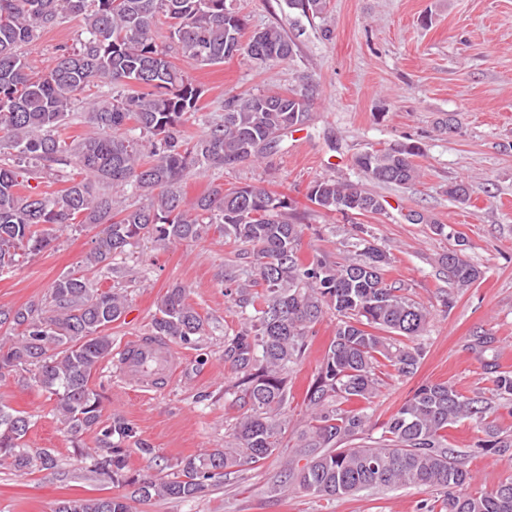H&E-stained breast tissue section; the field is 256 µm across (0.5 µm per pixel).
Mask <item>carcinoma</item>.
<instances>
[{"label":"carcinoma","mask_w":512,"mask_h":512,"mask_svg":"<svg viewBox=\"0 0 512 512\" xmlns=\"http://www.w3.org/2000/svg\"><path fill=\"white\" fill-rule=\"evenodd\" d=\"M227 2L0 0V271L15 266L22 253L42 252L57 231L78 224L104 225L86 257L88 271L112 269V257L140 239L197 242L216 230L246 246V264L231 267L224 281L234 287V304L250 311L225 341L237 370L233 388L248 409L233 426L231 443L180 460L171 478L125 474L128 449L112 443V436L125 439L130 431L119 421L100 427L102 398L89 385L112 355L107 330L125 315L128 295L66 274L40 301L0 307V376L31 373L54 397L71 437L100 428L103 447L80 448L78 454L91 460L93 471L121 477L132 487L128 496L67 499L56 512H130V496L192 501L241 460H266L288 428V374L306 353L312 328L331 311L334 336L304 398L298 447L306 463L288 467L282 487L297 486L326 500L372 489L434 488L444 498L422 504V512H512V476L469 492L476 480L469 454L448 447V427L468 420L483 435L478 449L512 454V434L492 418L493 400L512 401V373L500 370L493 358L484 365L493 398L466 395L449 381L427 383L383 423L378 437L363 441L373 399L385 381L416 374L423 349L414 339L430 321V311L406 289L386 282L390 255L364 225H354L350 256L305 257L303 224L286 196L257 185L226 188L215 182L194 198L184 192L190 170L259 161L289 130L311 120L308 85L233 94L201 135L184 137L203 89L171 53L197 66L236 55L266 65L296 54V41L276 25L244 38L246 19ZM288 7L319 17L326 0H288ZM72 15L82 17L83 29L48 67L37 69L18 52ZM160 23L167 46L158 42ZM116 86L128 93H109ZM78 105L92 131L69 141L60 128ZM421 154V146L408 143L371 148L353 165L373 183L404 186L419 178L413 157ZM48 175L65 187L32 191L29 180ZM472 193L469 183H448V197L461 204ZM307 198L326 213L383 210L379 196L330 177L311 181ZM441 264L458 288L481 278L464 248L442 254ZM207 326L187 301L186 289L176 285L160 300L150 335L192 344ZM29 429L28 417L0 406V466L20 474L57 468L52 449L26 447Z\"/></svg>","instance_id":"obj_1"}]
</instances>
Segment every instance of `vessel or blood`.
Segmentation results:
<instances>
[{"mask_svg": "<svg viewBox=\"0 0 512 512\" xmlns=\"http://www.w3.org/2000/svg\"><path fill=\"white\" fill-rule=\"evenodd\" d=\"M181 357L169 340L141 336L125 343L113 359L116 375L132 390L167 389L181 368Z\"/></svg>", "mask_w": 512, "mask_h": 512, "instance_id": "1", "label": "vessel or blood"}]
</instances>
